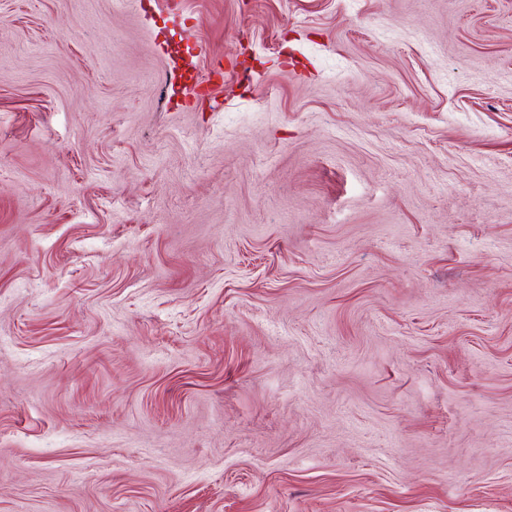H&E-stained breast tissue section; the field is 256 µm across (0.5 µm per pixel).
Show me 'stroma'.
<instances>
[{
    "label": "stroma",
    "instance_id": "1",
    "mask_svg": "<svg viewBox=\"0 0 512 512\" xmlns=\"http://www.w3.org/2000/svg\"><path fill=\"white\" fill-rule=\"evenodd\" d=\"M0 512H512V0H0Z\"/></svg>",
    "mask_w": 512,
    "mask_h": 512
}]
</instances>
